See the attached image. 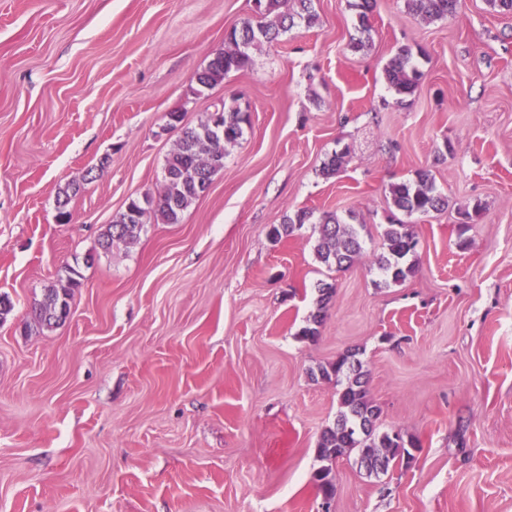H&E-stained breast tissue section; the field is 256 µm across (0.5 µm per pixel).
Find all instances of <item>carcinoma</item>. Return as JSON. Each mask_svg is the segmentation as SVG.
Masks as SVG:
<instances>
[{"label":"carcinoma","instance_id":"1","mask_svg":"<svg viewBox=\"0 0 512 512\" xmlns=\"http://www.w3.org/2000/svg\"><path fill=\"white\" fill-rule=\"evenodd\" d=\"M408 7L425 20H434L453 14L459 0H407ZM285 0H264L257 10L258 20H246L231 28L225 36L224 51L217 53L205 68L195 75L194 93L202 95L224 82L231 72L245 71L251 63V49L260 42L274 43L301 21L311 27L318 23L319 15L314 0H295L292 10L284 8ZM412 50L399 49L384 70L386 83L397 95L412 94L419 84L421 74L411 65ZM224 112V133L216 132L212 115L208 114L194 126L181 129V136L174 150L165 159V182L155 197L130 201L125 210L116 215L100 234L99 246L109 253L118 244L136 242L142 232L144 219L150 216L157 223L177 224L207 187H197L194 177L202 176L207 182L217 170L209 168V161L223 163L225 147L236 143L243 135V125L248 123L244 112H227L225 104L214 105V113ZM347 151L333 153L322 167V175L332 177L340 170ZM389 194L393 207L406 216L425 215L440 211L448 205L447 197L439 192L430 173L421 171L414 182L391 184ZM313 216L309 210H299L286 217L283 223L269 230V237L278 241L308 223ZM364 225L339 221L327 214L318 225V237L314 244L316 259L329 271L349 269L363 250ZM384 253L378 266L388 283H401L416 271L415 254L418 240L412 225L391 223L383 234ZM77 272L73 269L45 289L41 300L31 309V319L24 323V331H49L61 324L68 316L73 288L78 286ZM333 285L321 284L320 305L301 331L304 339L312 340L325 317V308L332 297ZM358 352L341 355L336 362L319 368L321 378L336 379L341 386L337 392L339 412L333 425L323 429L318 442V455L329 462L340 458L355 457L368 473L378 475L388 472L395 461L413 459V451L419 441L408 440L398 432H381L377 421L381 410L369 394ZM318 493L328 500L335 495L336 484L332 468L327 466L314 475Z\"/></svg>","mask_w":512,"mask_h":512}]
</instances>
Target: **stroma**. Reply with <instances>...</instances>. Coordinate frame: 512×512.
<instances>
[{"label":"stroma","instance_id":"obj_1","mask_svg":"<svg viewBox=\"0 0 512 512\" xmlns=\"http://www.w3.org/2000/svg\"><path fill=\"white\" fill-rule=\"evenodd\" d=\"M314 3L316 26L196 97L254 0H0V512H321L337 387L309 371L349 350L380 428L421 446L378 478L333 462L330 512H512V14L377 0L364 42L351 0ZM402 46L422 77L401 99L384 70ZM220 101L249 122L209 189L103 253L114 216L163 187L168 113L192 126ZM422 170L448 205L410 217L418 268L387 286L389 187ZM304 208L356 213L352 268L316 260L314 225L271 241ZM68 266L66 322L23 332ZM322 280L336 291L304 341ZM408 7L425 20H434L453 14L459 0H407Z\"/></svg>","mask_w":512,"mask_h":512}]
</instances>
